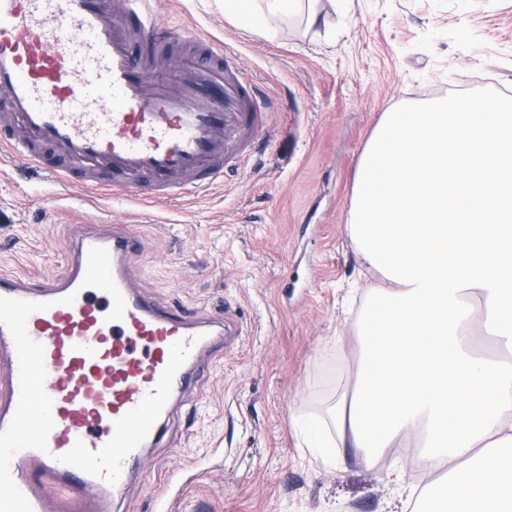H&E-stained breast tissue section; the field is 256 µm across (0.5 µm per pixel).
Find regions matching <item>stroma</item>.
<instances>
[{
    "label": "stroma",
    "instance_id": "stroma-1",
    "mask_svg": "<svg viewBox=\"0 0 512 512\" xmlns=\"http://www.w3.org/2000/svg\"><path fill=\"white\" fill-rule=\"evenodd\" d=\"M163 29L223 41L268 114L253 156L223 182L170 201L56 199L49 177L0 157V273L64 274L70 225L130 224L141 292L242 327L180 396L112 512H399L395 483H438L405 448L366 467L310 448L298 419L352 394L358 323L381 276L345 231L360 157L384 112L450 94L512 98V0H343L325 25L276 37L215 0H156Z\"/></svg>",
    "mask_w": 512,
    "mask_h": 512
}]
</instances>
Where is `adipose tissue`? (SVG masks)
<instances>
[{
	"instance_id": "1",
	"label": "adipose tissue",
	"mask_w": 512,
	"mask_h": 512,
	"mask_svg": "<svg viewBox=\"0 0 512 512\" xmlns=\"http://www.w3.org/2000/svg\"><path fill=\"white\" fill-rule=\"evenodd\" d=\"M272 34L319 0H223ZM346 229L386 281L359 326L336 445L367 465L414 449L446 473L448 512H512V99L449 95L384 113L359 161Z\"/></svg>"
}]
</instances>
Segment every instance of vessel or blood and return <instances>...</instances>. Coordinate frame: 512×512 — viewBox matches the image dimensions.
<instances>
[{
	"mask_svg": "<svg viewBox=\"0 0 512 512\" xmlns=\"http://www.w3.org/2000/svg\"><path fill=\"white\" fill-rule=\"evenodd\" d=\"M159 28L151 0H0V149L60 186L142 201L223 180L267 125L259 88L223 43ZM143 247L125 224L81 229L65 275H0V512H52L47 477L74 512H111L204 356L240 335L231 314L140 293L128 261Z\"/></svg>",
	"mask_w": 512,
	"mask_h": 512,
	"instance_id": "b4317fda",
	"label": "vessel or blood"
}]
</instances>
